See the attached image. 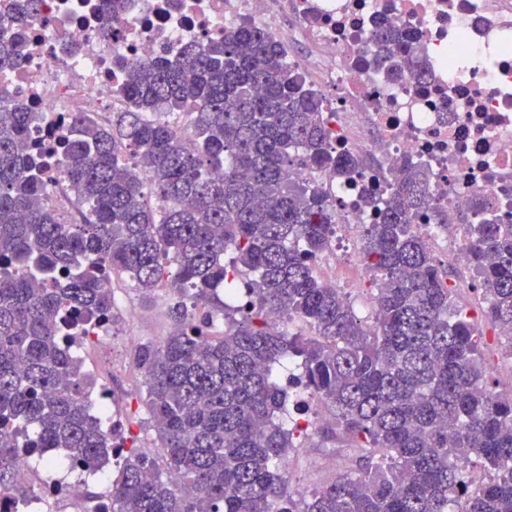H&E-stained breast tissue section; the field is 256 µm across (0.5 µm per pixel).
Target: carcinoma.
Instances as JSON below:
<instances>
[{
    "instance_id": "carcinoma-1",
    "label": "carcinoma",
    "mask_w": 512,
    "mask_h": 512,
    "mask_svg": "<svg viewBox=\"0 0 512 512\" xmlns=\"http://www.w3.org/2000/svg\"><path fill=\"white\" fill-rule=\"evenodd\" d=\"M40 12L41 0H25L21 17L0 22V70L23 63L14 27ZM365 47L377 65L426 80L399 32L379 25ZM122 94L129 107L107 125L70 117L61 171L87 207L81 224L48 204L45 165L29 151L38 113L0 105V490L27 500L12 481L17 454L62 448L81 471L120 466L109 512H512V390H495L481 362L486 331H512V223L468 225L483 305L458 304L415 224L433 201L431 174L403 162L390 192L364 199L378 217L361 227L376 285L363 320L313 274L335 211L298 176L316 168L348 180L359 160L333 149L322 98L268 29L243 22L174 62L135 66ZM174 111L189 117L187 145L150 118ZM245 270L250 300L235 307L219 289ZM115 272L145 292L171 277L175 331L136 353L161 472L125 431L110 445L71 348L114 318ZM200 303L211 310L197 317ZM295 321L308 332L285 328ZM291 358L301 360L295 386L355 454L308 496L290 486L301 426L286 425L273 370ZM473 465L487 476L479 485L467 480Z\"/></svg>"
}]
</instances>
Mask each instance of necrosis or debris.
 <instances>
[{
    "instance_id": "4bbe7bcc",
    "label": "necrosis or debris",
    "mask_w": 512,
    "mask_h": 512,
    "mask_svg": "<svg viewBox=\"0 0 512 512\" xmlns=\"http://www.w3.org/2000/svg\"><path fill=\"white\" fill-rule=\"evenodd\" d=\"M281 8L310 49L291 66L325 98L337 151L363 161L350 180L302 172L336 209L333 245L316 260L326 282L341 286L336 257L356 251L362 225L374 219L362 195L387 189L406 159L433 174L423 231L445 243L449 266L467 267V225L483 215L512 220V0H124L113 13L103 0H43L40 17L25 27L24 64L0 72V100L39 114L32 146L54 156L71 113L104 123L127 110L120 88L130 63L177 59L186 45L244 20L284 40ZM381 21L414 38L429 69L424 82L380 69L364 52ZM438 206L448 214L444 231L434 220ZM70 495L69 482L41 479L21 511L1 490L0 512H45Z\"/></svg>"
}]
</instances>
